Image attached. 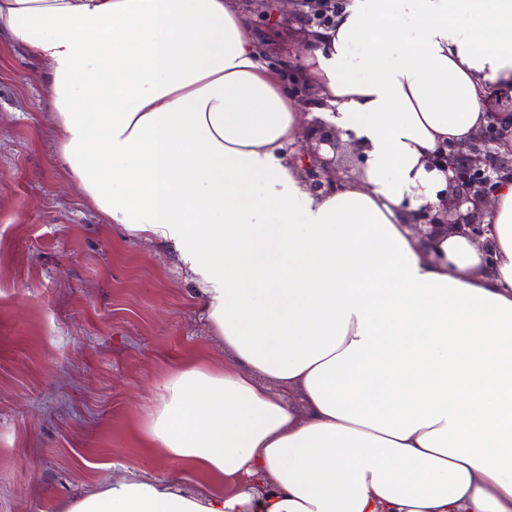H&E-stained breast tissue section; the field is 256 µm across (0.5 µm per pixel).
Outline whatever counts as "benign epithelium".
Segmentation results:
<instances>
[{
	"label": "benign epithelium",
	"mask_w": 512,
	"mask_h": 512,
	"mask_svg": "<svg viewBox=\"0 0 512 512\" xmlns=\"http://www.w3.org/2000/svg\"><path fill=\"white\" fill-rule=\"evenodd\" d=\"M305 18L310 27L326 29L339 11L338 0H289ZM512 134V122L504 124L494 119L481 130L477 139L467 145L448 144L431 152L427 160L428 170H438L447 175L448 186L439 193V205L426 206L415 214V223L431 230L441 226L454 229L467 227L478 238L483 229L480 205L489 202L495 180L512 176V159L498 151L502 140ZM315 144L302 149L308 159L306 173L310 187L331 192L338 188L335 161L320 155L321 145L336 149L335 138L321 130L313 135ZM473 207L462 210L466 204Z\"/></svg>",
	"instance_id": "obj_1"
}]
</instances>
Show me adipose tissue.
<instances>
[{
	"label": "adipose tissue",
	"instance_id": "1",
	"mask_svg": "<svg viewBox=\"0 0 512 512\" xmlns=\"http://www.w3.org/2000/svg\"><path fill=\"white\" fill-rule=\"evenodd\" d=\"M48 67L67 176L173 251L233 362L172 368L139 446L203 484L115 480L62 512H512V179L484 233L410 231L512 90V0H349L292 59L239 0H0ZM323 115L362 177L313 191Z\"/></svg>",
	"mask_w": 512,
	"mask_h": 512
}]
</instances>
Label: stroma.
I'll list each match as a JSON object with an SVG mask.
<instances>
[{
	"label": "stroma",
	"instance_id": "35a3bbf8",
	"mask_svg": "<svg viewBox=\"0 0 512 512\" xmlns=\"http://www.w3.org/2000/svg\"><path fill=\"white\" fill-rule=\"evenodd\" d=\"M44 63L0 37V512H60L75 488L195 474L132 430L161 378L230 363L166 247L106 223L57 154Z\"/></svg>",
	"mask_w": 512,
	"mask_h": 512
}]
</instances>
